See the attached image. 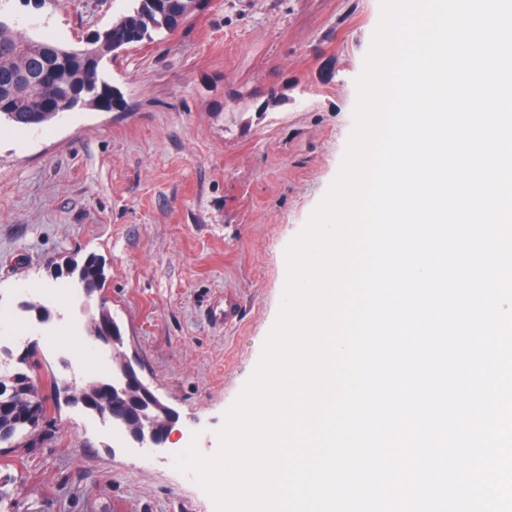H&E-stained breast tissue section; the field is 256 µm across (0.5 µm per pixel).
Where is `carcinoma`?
Instances as JSON below:
<instances>
[{"label":"carcinoma","mask_w":512,"mask_h":512,"mask_svg":"<svg viewBox=\"0 0 512 512\" xmlns=\"http://www.w3.org/2000/svg\"><path fill=\"white\" fill-rule=\"evenodd\" d=\"M195 12V0H131L130 9L80 47L43 41L27 30L0 20V120L18 127L41 125L78 107L110 111L113 94L101 76V64L111 55L157 34H172ZM82 288L100 291L106 283L105 262L91 255L67 260ZM29 375L3 368L0 360V446L28 448L38 443L40 427L17 412L28 399ZM147 422L168 421L167 406H145ZM0 479V512H19L14 493Z\"/></svg>","instance_id":"obj_1"}]
</instances>
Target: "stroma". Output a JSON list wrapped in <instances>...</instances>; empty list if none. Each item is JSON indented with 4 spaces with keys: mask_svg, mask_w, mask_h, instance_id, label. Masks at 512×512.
<instances>
[{
    "mask_svg": "<svg viewBox=\"0 0 512 512\" xmlns=\"http://www.w3.org/2000/svg\"><path fill=\"white\" fill-rule=\"evenodd\" d=\"M128 0H0V17L79 46ZM380 0H208L177 33L104 62L126 105L78 108L36 127L0 124V346L30 354L52 411L36 448H0L21 512H215L174 457L218 449L224 414L280 309L285 251L335 180ZM104 258L101 299L57 277L66 257ZM62 289L52 319L26 305ZM234 296L240 315L215 322ZM106 303L123 350L177 420L164 448H135L110 418L57 405L111 377L90 336ZM62 336L65 348L52 339ZM93 349L97 374L77 366Z\"/></svg>",
    "mask_w": 512,
    "mask_h": 512,
    "instance_id": "35a3bbf8",
    "label": "stroma"
}]
</instances>
